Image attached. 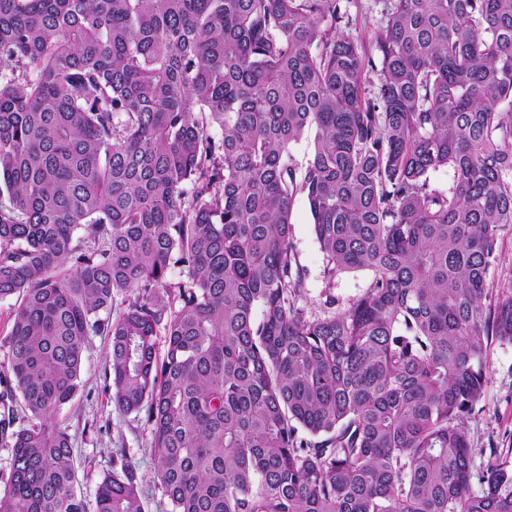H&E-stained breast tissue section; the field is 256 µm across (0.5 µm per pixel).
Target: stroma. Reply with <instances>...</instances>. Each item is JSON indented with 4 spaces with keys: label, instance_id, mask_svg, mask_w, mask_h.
<instances>
[{
    "label": "stroma",
    "instance_id": "stroma-1",
    "mask_svg": "<svg viewBox=\"0 0 512 512\" xmlns=\"http://www.w3.org/2000/svg\"><path fill=\"white\" fill-rule=\"evenodd\" d=\"M387 0H343L341 33L372 45L386 24ZM292 243L302 270L297 306L306 319L347 310L365 292L371 273L365 269L337 273L326 280L327 264L315 238L304 196H296L291 215ZM107 341L91 337L84 352L83 390L59 413L72 438L73 458L87 502H94L98 482L111 471L114 459L127 458L135 467L145 512H170V504L153 482L151 434L144 421L119 411L104 388ZM487 383L472 414L463 423L474 471H482L494 448H512V344L492 342L487 355Z\"/></svg>",
    "mask_w": 512,
    "mask_h": 512
}]
</instances>
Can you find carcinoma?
<instances>
[{"mask_svg": "<svg viewBox=\"0 0 512 512\" xmlns=\"http://www.w3.org/2000/svg\"><path fill=\"white\" fill-rule=\"evenodd\" d=\"M339 2L0 0V512H87L57 415L93 335L170 512H512L462 427L512 343V0H389L371 50ZM299 194L327 279L372 272L312 321ZM95 512H145L132 465ZM488 282L500 294L512 292V226L501 231L499 258L489 269ZM16 297L0 300V373L8 367L7 352L8 347L4 343L10 331L9 315L10 310L15 304Z\"/></svg>", "mask_w": 512, "mask_h": 512, "instance_id": "cac0c4a2", "label": "carcinoma"}]
</instances>
